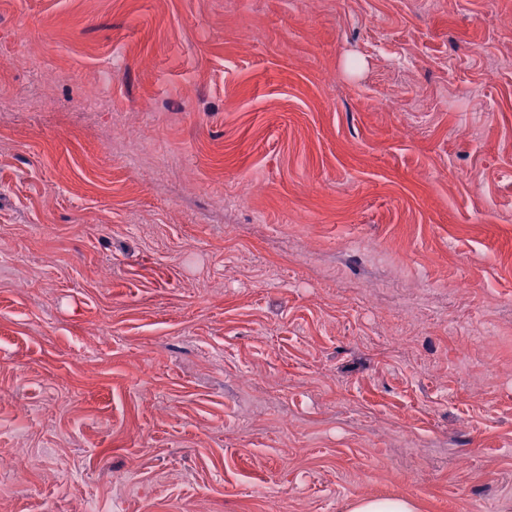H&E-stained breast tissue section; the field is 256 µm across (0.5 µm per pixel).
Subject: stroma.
<instances>
[{
	"label": "stroma",
	"mask_w": 512,
	"mask_h": 512,
	"mask_svg": "<svg viewBox=\"0 0 512 512\" xmlns=\"http://www.w3.org/2000/svg\"><path fill=\"white\" fill-rule=\"evenodd\" d=\"M0 458L512 512V0H0Z\"/></svg>",
	"instance_id": "obj_1"
}]
</instances>
